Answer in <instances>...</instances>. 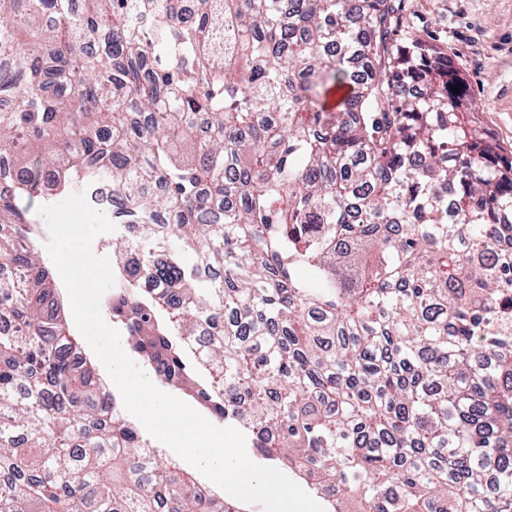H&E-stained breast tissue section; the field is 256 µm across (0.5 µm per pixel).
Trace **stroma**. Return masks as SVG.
<instances>
[{"instance_id":"35a3bbf8","label":"stroma","mask_w":512,"mask_h":512,"mask_svg":"<svg viewBox=\"0 0 512 512\" xmlns=\"http://www.w3.org/2000/svg\"><path fill=\"white\" fill-rule=\"evenodd\" d=\"M413 32L463 73L486 136L512 150V0H405Z\"/></svg>"}]
</instances>
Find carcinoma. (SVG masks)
<instances>
[{
	"instance_id": "carcinoma-1",
	"label": "carcinoma",
	"mask_w": 512,
	"mask_h": 512,
	"mask_svg": "<svg viewBox=\"0 0 512 512\" xmlns=\"http://www.w3.org/2000/svg\"><path fill=\"white\" fill-rule=\"evenodd\" d=\"M403 2L0 0V512H239L72 357L26 214L102 182L160 382L345 512H512V171Z\"/></svg>"
}]
</instances>
